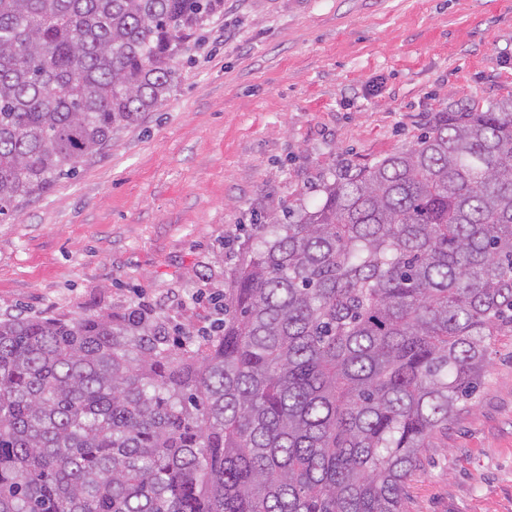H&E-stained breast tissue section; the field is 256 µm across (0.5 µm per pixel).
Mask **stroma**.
Returning <instances> with one entry per match:
<instances>
[{
  "label": "stroma",
  "instance_id": "obj_1",
  "mask_svg": "<svg viewBox=\"0 0 512 512\" xmlns=\"http://www.w3.org/2000/svg\"><path fill=\"white\" fill-rule=\"evenodd\" d=\"M163 105L0 223V315L151 309L200 335L237 227L320 202L446 107L512 95V0H224ZM424 451L404 512H512V338Z\"/></svg>",
  "mask_w": 512,
  "mask_h": 512
}]
</instances>
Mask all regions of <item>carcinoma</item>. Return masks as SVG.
Wrapping results in <instances>:
<instances>
[{
    "label": "carcinoma",
    "mask_w": 512,
    "mask_h": 512,
    "mask_svg": "<svg viewBox=\"0 0 512 512\" xmlns=\"http://www.w3.org/2000/svg\"><path fill=\"white\" fill-rule=\"evenodd\" d=\"M224 0H0V220L175 85ZM250 225L224 320L0 318V512H401L512 336V97Z\"/></svg>",
    "instance_id": "cac0c4a2"
}]
</instances>
